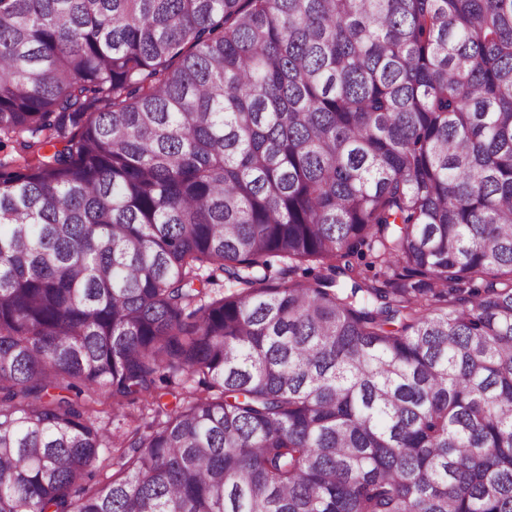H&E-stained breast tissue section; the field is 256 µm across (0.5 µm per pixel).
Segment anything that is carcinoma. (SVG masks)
Listing matches in <instances>:
<instances>
[{"mask_svg":"<svg viewBox=\"0 0 512 512\" xmlns=\"http://www.w3.org/2000/svg\"><path fill=\"white\" fill-rule=\"evenodd\" d=\"M8 144L0 512H512V0H0ZM89 405L93 409V415L103 427L111 432L129 433L138 425L133 419H124L117 410L112 409V397L99 392L92 396Z\"/></svg>","mask_w":512,"mask_h":512,"instance_id":"carcinoma-1","label":"carcinoma"}]
</instances>
